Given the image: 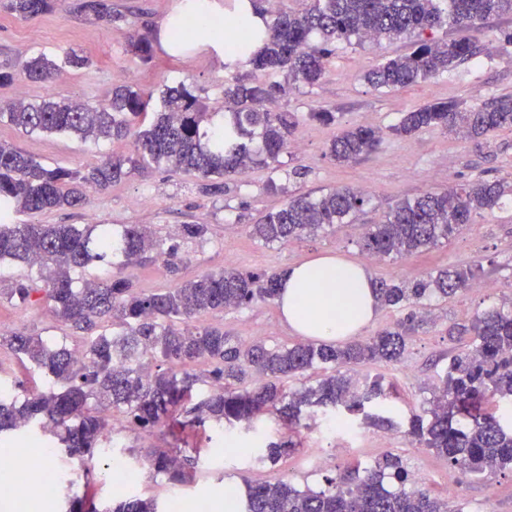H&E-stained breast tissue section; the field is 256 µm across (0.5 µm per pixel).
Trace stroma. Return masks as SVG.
I'll return each instance as SVG.
<instances>
[{
    "mask_svg": "<svg viewBox=\"0 0 512 512\" xmlns=\"http://www.w3.org/2000/svg\"><path fill=\"white\" fill-rule=\"evenodd\" d=\"M182 0H112L124 22L113 28L78 18L66 8L33 18L20 19L0 8V60L23 66L34 56L61 59L74 51L91 58L88 68L65 71L52 82L22 80L0 87V99L22 96L30 100L77 98L94 105L120 83L127 72H135L137 84L153 95L164 87L189 84L210 108L224 106L225 84L237 81L282 83L283 77L250 67L225 65L220 49L206 37H192L191 49L173 54L164 48L159 28L173 15ZM138 31L150 35L154 59L143 65L127 51V36ZM512 33V14L503 15L471 31L481 54L458 67L397 90L376 89L367 84L365 73L384 59L409 52L412 36L383 39L370 44H341L331 59L322 81L279 94L278 109L297 113L299 122L289 137L288 152L281 155L278 169L254 168L243 176L225 181L220 196H205L195 176L155 168L149 174H130L109 190L90 193L78 208L38 214H15L14 223L107 224L117 229L124 224L147 226L159 238L172 235L182 224H205L204 240L185 243V261L179 275L169 273L162 259L130 268L137 288L150 293L179 280H190L231 265L243 271L286 272L304 261L331 255L368 265L374 280H413L448 266L474 263L480 266L481 289H469L448 299L431 301L436 325L424 327L408 345L400 364L384 362L357 367L358 378L380 376L394 383L398 396L390 403L392 426L371 425L363 416L352 418L353 428L335 440H324L323 420H315L301 434L302 445L280 458L275 465H260L242 455L239 448L207 444L202 453L183 448L184 469L189 483H173L168 475L145 466L150 448H166L174 438L166 427L129 430L122 413H113L109 424L122 444L123 458L139 467L135 492L166 505L178 491L189 512H211L214 500L222 498L226 483L248 485L284 478L297 487H323L325 476L356 464H374L386 453L400 455L417 476L418 486L433 495L461 503L467 512H512V472H497L487 478L462 473L427 448L411 443L404 424L411 410L426 403L438 383V374L449 359L467 347L452 337L453 324H466L474 314L512 298V205L485 211L472 224L448 241L404 258L369 262L361 248L364 225L380 223L395 202L426 191H443L449 186L478 177H512V130L504 129L489 140L449 135L438 128L407 137H387L370 157L336 163L327 153L337 129L367 125L381 129L397 124L404 112L440 101L458 100L474 107L500 95H512V45L504 35ZM315 109L335 113L334 124L309 119ZM0 139L14 143L51 165L73 170L85 168L108 154H125L126 141H81L65 135H28L13 126L0 125ZM277 179L287 192L322 194L348 186H368L370 201L354 223L339 224L312 238L285 244H264L250 234V226L268 210L279 207L286 194L271 192L269 179ZM198 324L223 328L238 340L252 338L267 346L293 344L300 336L284 321L276 302L258 301L236 310L203 314ZM24 331L42 336L49 343L84 345L85 336L74 335L56 321L47 303L23 309L0 297V334ZM495 498H488V490Z\"/></svg>",
    "mask_w": 512,
    "mask_h": 512,
    "instance_id": "35a3bbf8",
    "label": "stroma"
}]
</instances>
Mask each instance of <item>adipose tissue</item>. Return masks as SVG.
I'll return each instance as SVG.
<instances>
[{"label": "adipose tissue", "instance_id": "obj_1", "mask_svg": "<svg viewBox=\"0 0 512 512\" xmlns=\"http://www.w3.org/2000/svg\"><path fill=\"white\" fill-rule=\"evenodd\" d=\"M276 303L297 333L320 340L354 336L378 313L369 270L337 257L292 267L281 281Z\"/></svg>", "mask_w": 512, "mask_h": 512}]
</instances>
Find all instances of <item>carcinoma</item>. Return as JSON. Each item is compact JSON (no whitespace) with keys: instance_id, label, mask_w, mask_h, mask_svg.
Returning a JSON list of instances; mask_svg holds the SVG:
<instances>
[{"instance_id":"obj_1","label":"carcinoma","mask_w":512,"mask_h":512,"mask_svg":"<svg viewBox=\"0 0 512 512\" xmlns=\"http://www.w3.org/2000/svg\"><path fill=\"white\" fill-rule=\"evenodd\" d=\"M65 0H6L11 15L27 19L55 11ZM73 12L107 27L123 20L112 11V0H76ZM504 14H512V0H310L302 11L278 10L265 29L246 27L236 47L240 51L261 41L250 63L254 69L284 75L285 84L237 81L224 86L229 111L216 112L180 83L162 94L160 109L152 95L125 82L95 106L63 100H0V123L27 134L69 133L83 141L131 139V150L109 156L81 170L47 165L0 140V267L23 264L37 277L17 276L6 298L18 307L44 299L53 317L71 329L89 333L102 322L119 328L90 338L83 359L63 345L49 347L42 337L25 332L0 335L6 349L22 365H31L43 378L27 397L0 392V436L19 432H48L49 441L70 460L86 461L103 452L107 438L105 411L125 414L135 428L178 423L185 429L207 426L222 431L243 429L249 444L261 447L255 460L276 461L296 448L291 440L274 441L259 417L274 410L300 433L310 428L312 413L348 416L364 414L373 404L383 410L394 396L380 378L355 379L350 369L377 362L399 363L408 339L430 323L418 314L423 301L448 298L470 287L476 268L457 265L406 282L376 283L379 306L407 308L409 313L392 329L368 340L316 343L310 340L269 348L260 342L243 343L219 328L189 326L196 316L216 310L239 309L271 301L279 292L278 272L248 273L226 266L217 273L176 283L154 293L136 288L124 269L146 263L156 255L176 273L183 261L180 241L205 239V224H181L177 236L153 237L140 224H124L115 233L96 226L75 224H13L14 213H46L85 203L87 192H101L122 182L134 171L166 167L198 175L205 194L224 193V177L243 175L279 162L288 149V136L298 118L271 112L265 104L285 88L314 86L335 55L336 44L392 39L414 34L412 52L389 58L370 69L365 81L376 89H399L446 72L477 54L466 37L434 40L423 37L433 29L468 28ZM130 53L142 64L153 59L149 36H128ZM86 68L89 60L65 55L60 66L39 55L18 70L0 62V87L20 80L51 82L63 66ZM512 128V96L492 97L477 107L455 100L426 104L404 113L390 128L407 136L428 128L480 138ZM385 132L358 125L343 130L328 144L330 157L348 163L380 149ZM512 199V181L505 178L464 182L451 191L427 192L398 201L380 224H369L362 234L368 255L407 257L433 247L473 222L485 210L500 208ZM369 202L366 193L350 187L331 189L319 196L301 193L268 211L250 233L266 243L316 236L335 224H348ZM110 254L123 256L110 277L86 279L75 285L72 272ZM459 335L473 334L472 346L453 357L439 375L440 386L422 413L412 412L407 436L435 451L448 463L475 476L512 470V299L457 325ZM150 355L167 364L142 362ZM199 363L213 366L209 378L217 388L203 390L201 376L187 370ZM331 370L313 383L287 386L311 370ZM505 401V413L486 412L482 402ZM188 415L190 419L180 420ZM175 448L153 450L148 460L157 473L185 481ZM68 512H158L157 502L130 496L97 504L95 495L71 490ZM250 512H467L427 491L414 488L403 459L388 454L370 467L356 465L324 479V487L303 489L288 480L255 484L250 490Z\"/></svg>"}]
</instances>
